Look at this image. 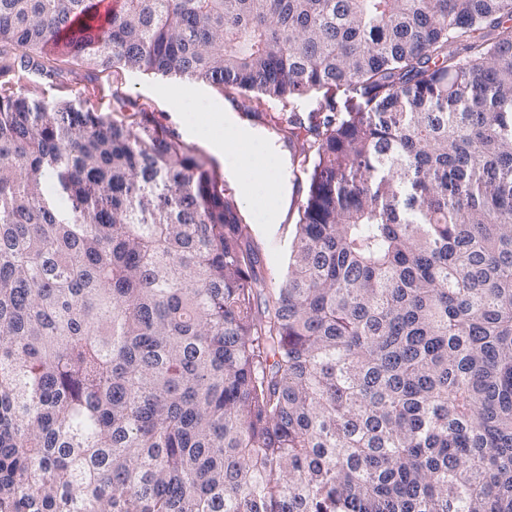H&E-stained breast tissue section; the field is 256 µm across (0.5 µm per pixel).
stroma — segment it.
<instances>
[{"instance_id":"stroma-1","label":"stroma","mask_w":512,"mask_h":512,"mask_svg":"<svg viewBox=\"0 0 512 512\" xmlns=\"http://www.w3.org/2000/svg\"><path fill=\"white\" fill-rule=\"evenodd\" d=\"M53 65L58 70L57 76L29 73L12 80L8 91L44 102L70 101L126 123L135 121L139 112H148L162 129L174 132L196 155L207 159L226 195L239 194L234 165L213 156L194 128L195 113L178 111L171 103L172 98L189 91L221 102L225 116L245 123L259 138L269 142L281 158L279 178L289 193L288 211L278 224L255 221L248 206H241L240 211L251 238L261 249L262 276L270 280L272 287H280L287 274L302 201L313 172L312 164L301 161L296 146L284 137L283 129L292 120L309 123L324 104L321 93L278 101L209 81L93 71L78 61L63 58L54 60Z\"/></svg>"}]
</instances>
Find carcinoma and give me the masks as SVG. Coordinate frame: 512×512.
Here are the masks:
<instances>
[{
	"label": "carcinoma",
	"mask_w": 512,
	"mask_h": 512,
	"mask_svg": "<svg viewBox=\"0 0 512 512\" xmlns=\"http://www.w3.org/2000/svg\"><path fill=\"white\" fill-rule=\"evenodd\" d=\"M11 48L361 101L283 129L261 309L177 136L0 95V512H512V0H0Z\"/></svg>",
	"instance_id": "obj_1"
}]
</instances>
